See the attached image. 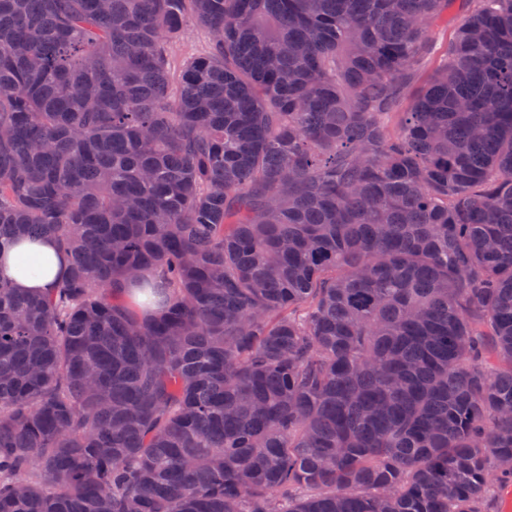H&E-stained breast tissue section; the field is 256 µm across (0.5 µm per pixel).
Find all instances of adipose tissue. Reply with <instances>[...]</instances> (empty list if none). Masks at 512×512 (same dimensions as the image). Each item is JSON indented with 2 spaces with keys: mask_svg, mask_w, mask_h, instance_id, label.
<instances>
[{
  "mask_svg": "<svg viewBox=\"0 0 512 512\" xmlns=\"http://www.w3.org/2000/svg\"><path fill=\"white\" fill-rule=\"evenodd\" d=\"M65 271V261L52 240L21 242L0 248V274L21 291L52 287Z\"/></svg>",
  "mask_w": 512,
  "mask_h": 512,
  "instance_id": "adipose-tissue-1",
  "label": "adipose tissue"
}]
</instances>
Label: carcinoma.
Wrapping results in <instances>:
<instances>
[{"instance_id":"carcinoma-1","label":"carcinoma","mask_w":512,"mask_h":512,"mask_svg":"<svg viewBox=\"0 0 512 512\" xmlns=\"http://www.w3.org/2000/svg\"><path fill=\"white\" fill-rule=\"evenodd\" d=\"M16 236L66 271L0 275V512L512 484V0H0ZM208 31L188 19L180 38L172 47L171 66L177 71L186 57L206 53L210 48ZM23 255H31L36 261L21 266L19 259ZM65 266L63 256L50 239L39 243L21 242L1 249L0 272L20 291L51 288L64 273Z\"/></svg>"}]
</instances>
